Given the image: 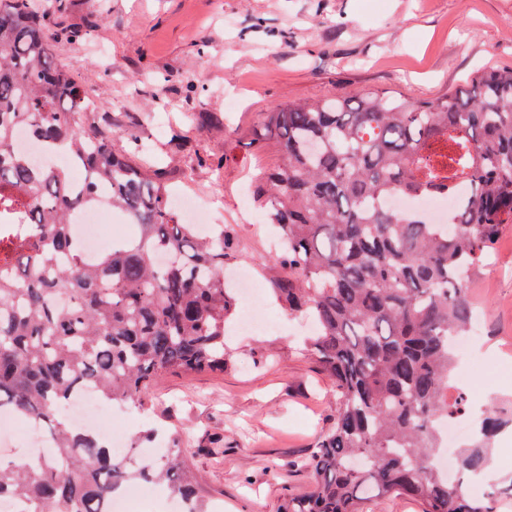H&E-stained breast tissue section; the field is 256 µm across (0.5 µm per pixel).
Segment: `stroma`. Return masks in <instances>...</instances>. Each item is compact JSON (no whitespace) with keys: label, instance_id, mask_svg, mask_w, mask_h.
<instances>
[{"label":"stroma","instance_id":"stroma-1","mask_svg":"<svg viewBox=\"0 0 512 512\" xmlns=\"http://www.w3.org/2000/svg\"><path fill=\"white\" fill-rule=\"evenodd\" d=\"M55 34L54 61L86 80L98 112L112 118V146L146 168L159 167L175 195L211 203V221L234 238L224 284L247 268L265 281L271 233L238 189L282 160L261 136L262 113L297 100L390 91L436 99L476 71L512 67V0H55L44 15ZM234 93V111L224 96ZM224 115L223 131L191 113ZM140 130L151 153L126 137ZM484 316L477 350L489 362L465 391L481 407L512 398V372L495 363L512 354V223L504 224L472 284ZM275 315L273 334L239 335L228 323L223 374H168L151 405L111 406L133 455L187 441V462L215 512H280L311 491L297 461L313 451L336 414L331 383L301 354L307 321L270 290L239 300L238 311Z\"/></svg>","mask_w":512,"mask_h":512}]
</instances>
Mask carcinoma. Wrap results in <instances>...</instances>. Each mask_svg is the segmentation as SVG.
Wrapping results in <instances>:
<instances>
[{
	"instance_id": "obj_1",
	"label": "carcinoma",
	"mask_w": 512,
	"mask_h": 512,
	"mask_svg": "<svg viewBox=\"0 0 512 512\" xmlns=\"http://www.w3.org/2000/svg\"><path fill=\"white\" fill-rule=\"evenodd\" d=\"M86 84L53 60L34 0H0V409L27 420L50 451L0 464V500L40 512H110L112 495L165 483L206 512L184 449L144 463L118 457L71 426L63 405L93 386L110 404L145 407L167 373L224 372V287L230 228L200 236L172 208L160 170L112 149L84 121ZM224 128L218 112H194ZM282 147L252 199L280 234L270 290L311 318L312 355L336 394V415L301 462L314 484L283 512H369L402 496L422 512H495L512 476L472 490L492 464L512 414L490 401L448 483L435 467L437 424L466 410L450 383L452 341L472 320L470 274L512 221V68L481 71L433 101L369 92L288 102L261 118ZM24 129L46 154H66L86 177L37 165L14 144ZM446 193L459 198L448 233L385 204ZM107 205L136 235L87 257L73 234L78 210Z\"/></svg>"
}]
</instances>
